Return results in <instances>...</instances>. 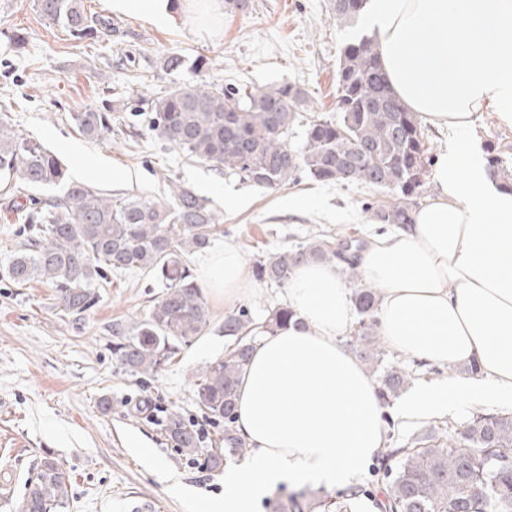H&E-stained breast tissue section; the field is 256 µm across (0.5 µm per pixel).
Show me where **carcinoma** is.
<instances>
[{"label": "carcinoma", "instance_id": "1", "mask_svg": "<svg viewBox=\"0 0 512 512\" xmlns=\"http://www.w3.org/2000/svg\"><path fill=\"white\" fill-rule=\"evenodd\" d=\"M366 0H331L336 24L348 26L361 15ZM34 10L49 24L62 25L76 40L112 31L105 18L87 14L82 0H34ZM334 118L306 117L309 96L298 85L219 87L204 80L172 87L159 97L139 96V113L151 131L213 169L236 175L254 186L277 189L305 173L320 182L359 184L392 200L365 203L377 224H407L406 199L424 184L434 156L418 114L391 91L381 69L377 44L365 34L340 52L336 68ZM82 134L101 139L112 134L111 109L88 107L73 115ZM304 124L303 143L294 148L288 131ZM494 176L512 189V152L491 160ZM0 183L4 194L27 187L35 194L13 202L25 225L4 277L25 286L37 280L52 288L54 308L80 316L99 302L97 285L110 272L145 271L162 283L144 317L112 322V356L125 372L155 375L183 347L203 335L210 310L189 256L207 249L223 218L209 201L176 179L169 198L112 197L70 179L67 168L40 142L0 120ZM60 195H46L50 188ZM362 241L320 234L293 248L272 253L255 264L260 280L288 284L300 262L333 261ZM354 285L352 299L360 315L347 345L371 364H382L386 350L377 334L378 295L359 282L357 268L344 269ZM295 313L287 306L255 320L245 307L224 316L220 327L231 342L223 357L207 364L194 380L202 417L224 425V452H210L219 467L227 452L241 456L247 442L234 430L239 377L252 342L259 334L285 328ZM411 371L388 366L378 379L384 407L398 397ZM167 441L181 453L198 450L199 432L177 412L166 418ZM379 470L389 479L382 498L370 489L337 493L336 512L351 502L372 499L382 512H512V415L476 412L462 429L442 438L420 435L407 446L387 448ZM72 477L55 458H41L24 482L21 512H55L69 504ZM315 493L304 489L288 496L282 512H312Z\"/></svg>", "mask_w": 512, "mask_h": 512}]
</instances>
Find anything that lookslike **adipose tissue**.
Wrapping results in <instances>:
<instances>
[{
  "label": "adipose tissue",
  "mask_w": 512,
  "mask_h": 512,
  "mask_svg": "<svg viewBox=\"0 0 512 512\" xmlns=\"http://www.w3.org/2000/svg\"><path fill=\"white\" fill-rule=\"evenodd\" d=\"M156 25L180 10L216 21L224 0H106ZM364 23L398 99L448 146L432 192L411 222L349 254L378 292V331L394 351L477 371L420 382L397 403L404 422L473 403L512 412V190L500 185L477 131L481 113L512 128V0H367ZM345 261L295 267L286 290L299 325L264 334L238 386L236 430L251 455L211 512H249L284 482H357L384 448L385 408L361 359L342 339L355 320ZM200 274L235 309L256 282L232 245Z\"/></svg>",
  "instance_id": "obj_1"
}]
</instances>
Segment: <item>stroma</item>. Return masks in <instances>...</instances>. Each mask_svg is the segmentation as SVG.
Segmentation results:
<instances>
[{
	"mask_svg": "<svg viewBox=\"0 0 512 512\" xmlns=\"http://www.w3.org/2000/svg\"><path fill=\"white\" fill-rule=\"evenodd\" d=\"M247 15L225 14L218 32L183 17L157 26L112 16L105 41L76 40L44 22L33 0H0V106L12 127L40 141L73 180L105 194L165 198L170 174L222 211L223 231L212 249L234 244L247 265L266 254L328 231L337 237H367L377 227L363 210L369 192L300 177L278 189L247 184L165 146L147 126L129 136L130 115H112L111 136L81 134L72 113L106 100L136 102L172 86L200 79L223 86L294 83L309 95V116L336 114V64L355 30L330 17L328 0H252ZM22 47H15V37ZM181 55L184 68L167 73L162 58ZM99 157L111 175L82 171L86 156ZM240 195L239 207L224 206L225 193ZM160 283L138 271L110 274L96 307L74 318L55 310L51 290L35 281L18 287L0 278V512H19L24 480L51 453L73 476L66 512H124L126 502L149 499L158 512H207L224 496V478L240 463L205 466L209 450L221 447L216 427L204 424L202 448L184 456L167 441L161 419L133 416L136 401L152 400L163 412L197 420L193 380L222 357L227 340L219 328L223 305L210 303L204 335L153 376H133L112 357L113 320L143 317ZM472 408L414 423L392 417L390 445L417 434L446 431L472 416Z\"/></svg>",
	"mask_w": 512,
	"mask_h": 512,
	"instance_id": "stroma-1",
	"label": "stroma"
}]
</instances>
